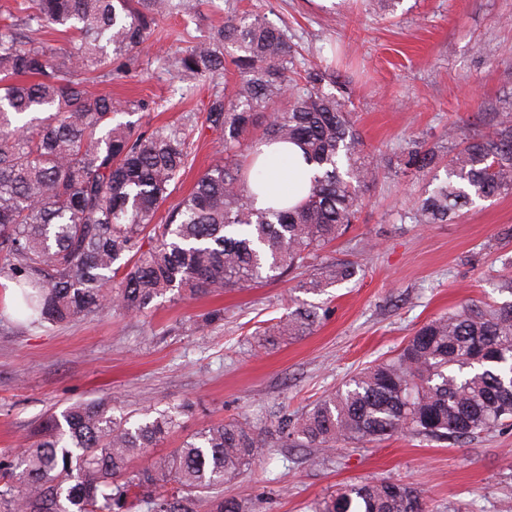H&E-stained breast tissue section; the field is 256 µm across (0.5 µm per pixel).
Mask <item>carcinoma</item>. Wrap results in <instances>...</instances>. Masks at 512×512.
<instances>
[{"mask_svg":"<svg viewBox=\"0 0 512 512\" xmlns=\"http://www.w3.org/2000/svg\"><path fill=\"white\" fill-rule=\"evenodd\" d=\"M178 0H5L0 5V278L19 289L30 326L66 324L110 306L141 316L183 292L218 296L287 276L292 291L321 295L355 275L324 249L359 219L362 188L380 166L365 154L350 113L323 89L332 71L297 74L287 35L264 13L239 16L166 55L193 81L224 72L202 125L224 157L161 224L156 215L190 167L183 128L143 127L148 103L94 89L138 73V55ZM75 43L57 49L42 35ZM260 141L294 142L315 167L298 205L259 209L247 171ZM446 145L412 141L404 166L431 174L413 202L419 224H447L478 200L512 194V112L493 130L451 124ZM445 169V178L434 174ZM295 309L258 336L262 346L300 336L320 306ZM224 310L195 316L206 331ZM191 405L138 419L105 400L48 414L22 450L0 458L3 512H246L217 495L271 448L333 449L402 431L475 438L512 426V300L463 306L423 324L401 352L352 376L300 415L278 423L272 445L249 420L232 418L150 455L181 427ZM147 459L143 467L133 466ZM315 512H426L417 488L367 479L339 489Z\"/></svg>","mask_w":512,"mask_h":512,"instance_id":"obj_1","label":"carcinoma"}]
</instances>
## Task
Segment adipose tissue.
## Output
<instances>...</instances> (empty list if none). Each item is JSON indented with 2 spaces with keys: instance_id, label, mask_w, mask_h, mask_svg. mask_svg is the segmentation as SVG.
<instances>
[{
  "instance_id": "ef3b65f1",
  "label": "adipose tissue",
  "mask_w": 512,
  "mask_h": 512,
  "mask_svg": "<svg viewBox=\"0 0 512 512\" xmlns=\"http://www.w3.org/2000/svg\"><path fill=\"white\" fill-rule=\"evenodd\" d=\"M260 156L255 164L261 186L257 204L292 207L310 190L312 167L301 148L291 143L259 144Z\"/></svg>"
}]
</instances>
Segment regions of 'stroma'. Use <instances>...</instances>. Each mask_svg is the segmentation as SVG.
<instances>
[{"label":"stroma","mask_w":512,"mask_h":512,"mask_svg":"<svg viewBox=\"0 0 512 512\" xmlns=\"http://www.w3.org/2000/svg\"><path fill=\"white\" fill-rule=\"evenodd\" d=\"M268 14L295 45L297 63L350 52L325 83L350 112L368 153L382 168L364 188L357 224L326 258L358 266L351 280L327 288L328 314L303 336L261 348L253 333L290 305L289 279L223 295L164 301L146 315L105 310L63 325L23 327L13 292L0 279V456L14 454L33 424L81 400L117 399L139 416L184 402L191 433L227 418L275 431L371 362L394 356L429 320L464 302H498L495 279L512 273V195L476 202L452 224H419L414 198L430 177L400 168L409 139L440 141L450 122L512 108V0H401L394 12L365 10L360 0H183L139 53L140 74L99 84L120 98L142 99L153 124L203 114L224 87L216 74L189 84L164 55L183 32L207 34L227 7ZM216 133L194 130L193 166L170 196L175 207L219 156ZM224 321L197 334L190 319L210 308ZM367 479L399 480L423 492L428 512H512V427L463 443L399 433L380 442L278 448L251 464L228 497L249 512H311L337 489Z\"/></svg>","instance_id":"35a3bbf8"}]
</instances>
